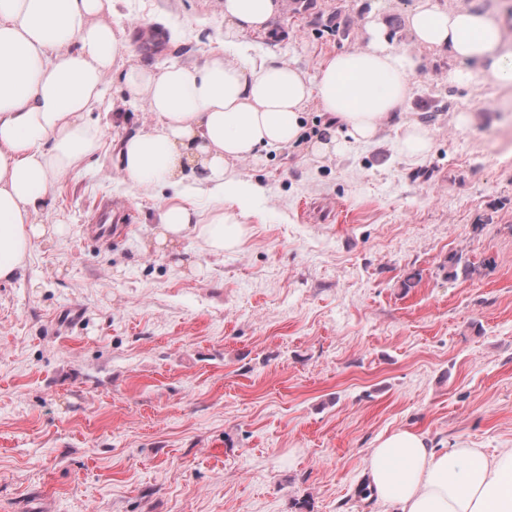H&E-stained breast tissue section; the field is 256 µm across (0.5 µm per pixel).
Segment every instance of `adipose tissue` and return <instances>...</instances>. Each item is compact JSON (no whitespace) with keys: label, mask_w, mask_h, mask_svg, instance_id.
<instances>
[{"label":"adipose tissue","mask_w":512,"mask_h":512,"mask_svg":"<svg viewBox=\"0 0 512 512\" xmlns=\"http://www.w3.org/2000/svg\"><path fill=\"white\" fill-rule=\"evenodd\" d=\"M112 10L113 0H0V282L23 274L48 232L38 218L58 184L99 150L103 131L87 115L104 106V77L119 60L130 100L154 117L149 130L122 139L123 178L173 192L157 216L160 246L193 234L214 254L238 247L248 233L245 205L263 189L235 164L298 142L310 103L329 117L315 156L345 154L388 129L400 132L407 156L431 149L426 128L403 112L418 61L390 45L375 19L366 22L365 48L330 56L309 77L274 57L248 65L220 49L199 65L133 61L128 41L103 19ZM280 12V0H224V36L268 29ZM407 28L414 43L457 61L449 82H512L504 27L486 13L421 0ZM202 188L219 203L206 216L189 202ZM365 463L384 512H512V448L439 450L401 429L378 437Z\"/></svg>","instance_id":"adipose-tissue-1"}]
</instances>
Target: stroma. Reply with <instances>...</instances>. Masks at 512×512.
<instances>
[{
	"mask_svg": "<svg viewBox=\"0 0 512 512\" xmlns=\"http://www.w3.org/2000/svg\"><path fill=\"white\" fill-rule=\"evenodd\" d=\"M223 0H116L108 22L141 62L274 55L306 75L363 47L374 15L419 61L395 131L319 161L305 142L237 162L265 188L238 248L154 242L165 195L125 184L117 145L153 115L106 74L99 151L64 178L22 276L0 284V512H377L378 435L440 449L512 446V85L448 82L447 49L415 45L420 0H281L273 28L224 43ZM342 9L339 29L318 15ZM471 122L458 127L459 113ZM132 216L110 239L97 204ZM474 266L450 277L448 258Z\"/></svg>",
	"mask_w": 512,
	"mask_h": 512,
	"instance_id": "1",
	"label": "stroma"
}]
</instances>
